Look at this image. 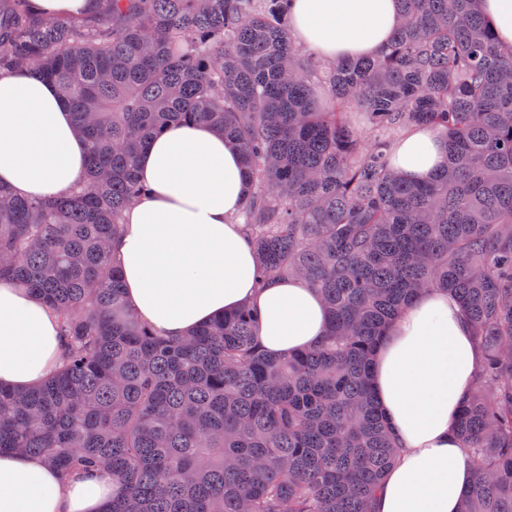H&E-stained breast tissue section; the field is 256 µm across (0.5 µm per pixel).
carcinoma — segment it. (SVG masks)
I'll use <instances>...</instances> for the list:
<instances>
[{
    "label": "carcinoma",
    "mask_w": 512,
    "mask_h": 512,
    "mask_svg": "<svg viewBox=\"0 0 512 512\" xmlns=\"http://www.w3.org/2000/svg\"><path fill=\"white\" fill-rule=\"evenodd\" d=\"M292 5L104 0L91 25L0 0V73L34 66L53 81L90 157L68 196L0 185V282L38 293L64 338L56 375L0 389V452L64 479L112 474L104 512H373L399 446L372 361L404 308L440 288L482 351L456 428L477 473L459 512H512V48L474 0H399L381 54L331 62L291 42ZM175 120L238 146L235 222L260 286L297 278L324 301L311 349L266 353L255 308L182 338L127 312L112 242L145 192L138 151ZM412 126L448 146L423 183L391 164L394 134Z\"/></svg>",
    "instance_id": "carcinoma-1"
}]
</instances>
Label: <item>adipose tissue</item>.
<instances>
[{
  "instance_id": "obj_1",
  "label": "adipose tissue",
  "mask_w": 512,
  "mask_h": 512,
  "mask_svg": "<svg viewBox=\"0 0 512 512\" xmlns=\"http://www.w3.org/2000/svg\"><path fill=\"white\" fill-rule=\"evenodd\" d=\"M398 0H294L293 43L327 60L378 54L397 27ZM444 139L420 126L394 145L392 164L410 182L430 178ZM84 138L57 89L28 67L0 75V183L49 197L74 190L87 171ZM148 191L125 214L112 243L127 309L159 335H190L249 305L257 341L282 356L312 347L326 307L297 279L258 287V257L233 218L247 186L238 147L203 123L174 122L150 138L136 164ZM60 318L25 286L0 283V386L24 392L62 365ZM480 360L470 323L446 291L420 295L390 324L371 367V386L402 447L374 512H458L476 473L455 433L459 405ZM116 493L109 473L76 469L60 478L35 455L0 453V512H103Z\"/></svg>"
}]
</instances>
